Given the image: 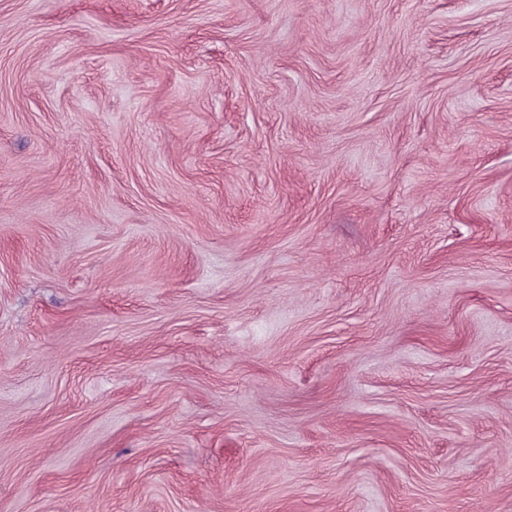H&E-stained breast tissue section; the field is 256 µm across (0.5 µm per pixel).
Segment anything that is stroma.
<instances>
[{
  "instance_id": "stroma-1",
  "label": "stroma",
  "mask_w": 512,
  "mask_h": 512,
  "mask_svg": "<svg viewBox=\"0 0 512 512\" xmlns=\"http://www.w3.org/2000/svg\"><path fill=\"white\" fill-rule=\"evenodd\" d=\"M0 512H512V0H0Z\"/></svg>"
}]
</instances>
